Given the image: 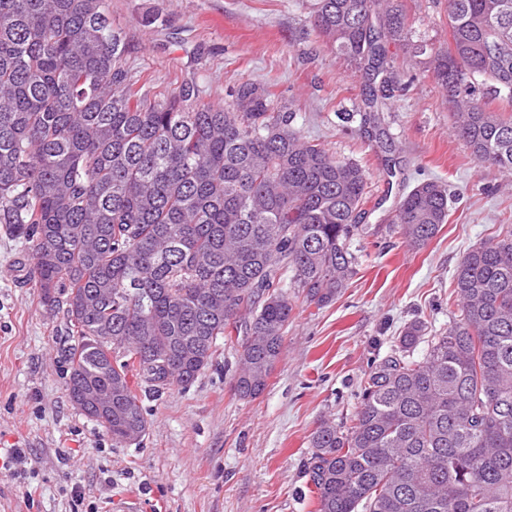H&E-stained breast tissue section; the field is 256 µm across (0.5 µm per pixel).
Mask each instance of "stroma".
<instances>
[{"instance_id": "1", "label": "stroma", "mask_w": 512, "mask_h": 512, "mask_svg": "<svg viewBox=\"0 0 512 512\" xmlns=\"http://www.w3.org/2000/svg\"><path fill=\"white\" fill-rule=\"evenodd\" d=\"M414 40L448 47V0H401ZM127 61L152 90L192 78L212 98L242 80L266 85L296 112L294 125L368 176L366 217L351 249L357 273L316 308L289 289L293 320L266 390L234 396L229 346L185 390L141 392L149 430L117 444L66 390L64 309L43 305L28 280L27 245L0 226V449L23 466L0 468V512H105L141 494L143 512H316L304 474L310 436L351 415L372 360L406 323L446 330L460 314L454 271L471 247L512 229V174L481 165L455 137L451 107L424 64L388 55L407 91L369 137L356 112L365 80L316 36L302 0H108ZM447 185L449 217L427 245H409L391 218L415 185Z\"/></svg>"}]
</instances>
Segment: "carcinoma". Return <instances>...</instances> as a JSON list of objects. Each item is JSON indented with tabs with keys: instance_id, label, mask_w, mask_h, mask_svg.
Wrapping results in <instances>:
<instances>
[{
	"instance_id": "obj_1",
	"label": "carcinoma",
	"mask_w": 512,
	"mask_h": 512,
	"mask_svg": "<svg viewBox=\"0 0 512 512\" xmlns=\"http://www.w3.org/2000/svg\"><path fill=\"white\" fill-rule=\"evenodd\" d=\"M307 3L364 71V112L393 97L388 45L430 51L398 0ZM429 64L455 135L512 173V115L474 99L481 77L512 106V0H448V51ZM138 82L107 0H0V224L31 250L42 302L65 308L69 398L117 444L149 427L130 378L186 389L230 329L234 394L265 391L293 318L286 274L319 309L348 286L367 188L260 83L221 105L193 79ZM393 223L425 245L448 223L447 186L417 184ZM454 283L460 318L407 323L349 422L312 432L317 512H512V230L469 249Z\"/></svg>"
}]
</instances>
